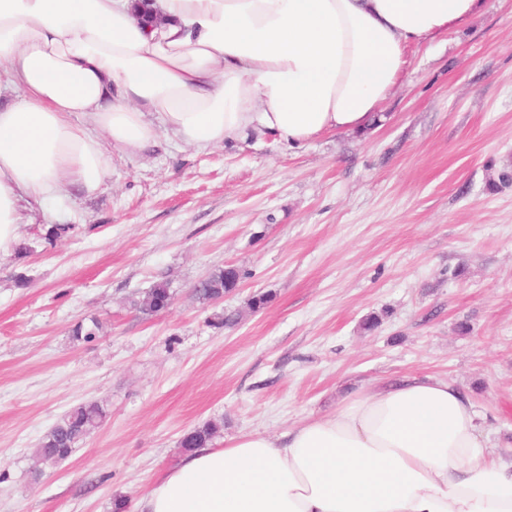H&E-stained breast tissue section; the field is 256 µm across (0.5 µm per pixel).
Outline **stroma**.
<instances>
[{
  "instance_id": "35a3bbf8",
  "label": "stroma",
  "mask_w": 512,
  "mask_h": 512,
  "mask_svg": "<svg viewBox=\"0 0 512 512\" xmlns=\"http://www.w3.org/2000/svg\"><path fill=\"white\" fill-rule=\"evenodd\" d=\"M409 57L364 131L205 149L163 133L130 155L107 140L98 192L27 206L0 258V512H136L205 422L216 448L276 436L415 375L461 389L512 458V0ZM228 264L239 289L199 299ZM161 281L172 306L138 312ZM87 401L106 421L37 462ZM106 417V409L96 401L73 407L41 438L35 455L42 463L67 459L75 450V445L97 429Z\"/></svg>"
}]
</instances>
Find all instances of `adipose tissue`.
Segmentation results:
<instances>
[{"label":"adipose tissue","mask_w":512,"mask_h":512,"mask_svg":"<svg viewBox=\"0 0 512 512\" xmlns=\"http://www.w3.org/2000/svg\"><path fill=\"white\" fill-rule=\"evenodd\" d=\"M482 0H0V256L24 205L95 193L108 136L159 130L204 149L272 131L305 142L371 125L409 66ZM137 512H512L494 455L452 384L411 378L278 436L199 448Z\"/></svg>","instance_id":"obj_1"}]
</instances>
